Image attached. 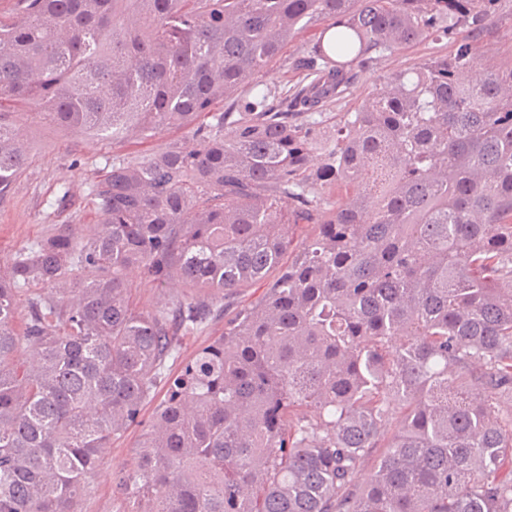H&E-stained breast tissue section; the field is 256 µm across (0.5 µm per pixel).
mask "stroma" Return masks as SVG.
I'll return each instance as SVG.
<instances>
[{"label":"stroma","instance_id":"35a3bbf8","mask_svg":"<svg viewBox=\"0 0 512 512\" xmlns=\"http://www.w3.org/2000/svg\"><path fill=\"white\" fill-rule=\"evenodd\" d=\"M318 35V29L311 28L290 41L262 76L263 88L278 93L293 89L302 79L293 62ZM478 46L481 55L488 58L512 51V0H502L492 29ZM452 48L451 41L428 39L385 53L377 64L357 71L351 88L326 111L325 125L336 124L341 113L355 111L366 97L382 88L392 73ZM17 127L28 145V156L11 194L0 201V265L59 225L79 224L84 231H92L97 216L88 198L89 186L101 178L107 159L140 158L190 138L188 130L164 129L146 139L107 144L91 134L59 129L31 112L18 114ZM165 394V387H157L153 401L145 404L141 412L140 425L113 441L90 478L93 491L82 500L81 512H125L127 502L116 492L115 479L133 468L142 428L150 424L156 404Z\"/></svg>","mask_w":512,"mask_h":512}]
</instances>
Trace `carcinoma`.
Here are the masks:
<instances>
[{"label": "carcinoma", "mask_w": 512, "mask_h": 512, "mask_svg": "<svg viewBox=\"0 0 512 512\" xmlns=\"http://www.w3.org/2000/svg\"><path fill=\"white\" fill-rule=\"evenodd\" d=\"M498 2L19 0L0 17V199L24 108L105 141H204L112 158L92 235L62 224L0 266V512H79L161 382L118 477L130 512H512V53H478ZM312 26L310 82L270 102L258 78ZM459 28L316 119L357 68ZM131 267L184 298L137 309ZM263 282L169 371L217 296Z\"/></svg>", "instance_id": "obj_1"}]
</instances>
